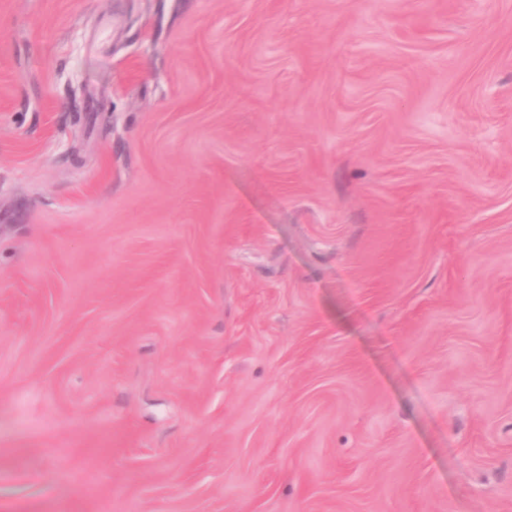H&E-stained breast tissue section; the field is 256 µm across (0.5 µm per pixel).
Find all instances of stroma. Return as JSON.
<instances>
[{"instance_id": "stroma-1", "label": "stroma", "mask_w": 512, "mask_h": 512, "mask_svg": "<svg viewBox=\"0 0 512 512\" xmlns=\"http://www.w3.org/2000/svg\"><path fill=\"white\" fill-rule=\"evenodd\" d=\"M0 512H512V0H0Z\"/></svg>"}]
</instances>
